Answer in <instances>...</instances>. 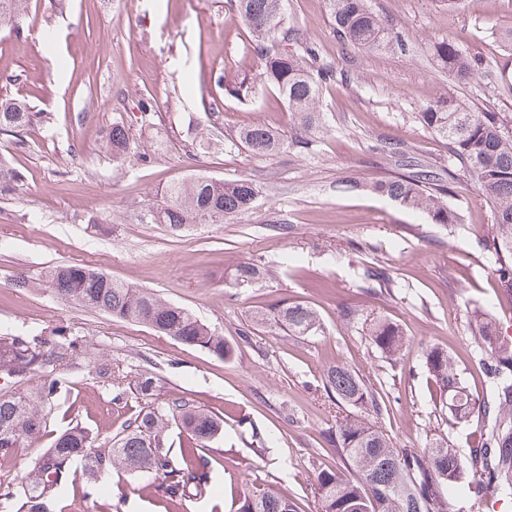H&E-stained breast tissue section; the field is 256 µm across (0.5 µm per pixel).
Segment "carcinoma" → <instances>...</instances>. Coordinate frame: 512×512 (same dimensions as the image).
Wrapping results in <instances>:
<instances>
[{
	"label": "carcinoma",
	"instance_id": "cac0c4a2",
	"mask_svg": "<svg viewBox=\"0 0 512 512\" xmlns=\"http://www.w3.org/2000/svg\"><path fill=\"white\" fill-rule=\"evenodd\" d=\"M26 0H0V25H12ZM336 37L355 47L407 51V42L394 27H386L368 0H329ZM253 50L261 61V79L273 84L292 113L293 130L285 138L255 123L241 127L236 143L254 156H271L285 147L307 150L326 133L321 112L323 86L345 80L320 51L301 40L288 25L286 0H236ZM431 56L448 76L465 79L482 66L481 60L463 51L455 38L433 43ZM35 113L17 104L0 103V131L14 135L33 124ZM419 119L447 145L448 158L472 175L481 196L491 204L495 236L494 274L500 284L512 288V131L498 112H474L454 96H442ZM133 149L130 129L112 123L106 150L114 161H124ZM378 195L400 206L423 212L435 224H456L460 215L444 198L453 187L437 173L421 166L405 175L365 184ZM257 196L246 178L216 179L192 175L168 186L162 200L141 209L143 224H166L178 229L186 224H222L224 218L245 213ZM258 265H238L230 288H249L259 280ZM56 297L113 318L151 325V330L171 340L208 350L220 359L232 355L224 337L217 335L190 309L166 302L155 294L80 264L56 265L40 273ZM343 317L362 321L372 344L396 360L404 347L398 324L380 316L364 315L347 308ZM269 321L289 336H314L321 331L317 313L299 302L282 301L272 306ZM470 326L473 344L490 392L477 399L467 390L448 351L430 348L425 367L434 384L439 404L448 410L452 425L478 420L481 431L470 447L477 470L464 477L457 449L445 438H436L420 451L398 448L386 430L371 421L390 396L347 363L334 362L324 369L326 388L346 414L336 424L332 439L340 463L319 471L314 493L322 512H449L448 499L438 487L448 485L471 505L489 499H512V336L501 331L489 312L475 308ZM85 356L94 360L96 373L112 381L117 397L125 395L127 372L118 361H99L90 347L61 327L25 336L0 335V378L13 376L10 391L0 390V460L13 459L49 433L52 404L66 384L59 374H45L52 364ZM144 406L107 443H99L83 427L70 426L54 436L51 447L39 449L28 480L0 483V509L8 512H55L61 494L81 473L82 497H96L100 479L112 471L131 477L150 478L152 495L181 512L187 503L205 497L210 485L211 461L203 452L221 432L224 420L193 401L170 395L160 399L158 378L143 373L133 383ZM174 422L185 434L180 456L167 442V427ZM237 512H300L296 500L275 489L242 496Z\"/></svg>",
	"mask_w": 512,
	"mask_h": 512
}]
</instances>
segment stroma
Instances as JSON below:
<instances>
[{"instance_id":"obj_1","label":"stroma","mask_w":512,"mask_h":512,"mask_svg":"<svg viewBox=\"0 0 512 512\" xmlns=\"http://www.w3.org/2000/svg\"><path fill=\"white\" fill-rule=\"evenodd\" d=\"M400 28L407 53L367 51L340 43L327 0H288L291 25L304 41L347 72L346 84L322 92L328 132L311 150L292 147L269 157L235 146L237 130L263 123L289 133L293 121L270 86L234 95L255 81L260 63L249 33L221 0H29L17 27L0 26V99L20 100L40 122L22 138L0 132V158L21 174L0 193V334L66 328L102 360H121L130 376L155 373L163 393L178 394L223 419L207 447L214 457L215 496L187 512H235L227 489L277 488L302 512H321L316 472L336 465L331 439L345 410L323 387L324 368L350 364L390 391L379 426L397 447L421 450L446 437L468 458L472 426L449 425L427 386L425 355H452L468 390H488L471 343L469 314L486 308L512 316V290L493 269V216L469 172L448 162V149L419 114L451 94L478 112L512 119V57L496 39L512 26V0H370ZM457 38L491 73L455 81L428 54L433 42ZM124 122L139 153L113 163L102 143ZM398 154L380 152L381 143ZM452 176L448 202L461 220L435 224L365 188L406 173L404 159ZM246 178L257 187L252 208L221 224L174 231L140 223L144 204L190 175ZM354 189H346V182ZM261 262L251 288L227 287L243 262ZM82 264L191 309L234 349L222 360L149 328L60 301L38 279L44 268ZM382 267L394 284L363 293L365 269ZM27 287H19V280ZM281 298L322 318L319 335L289 336L256 325L257 313ZM397 323L406 344L389 361L342 311ZM68 383L51 429L73 422L105 442L140 408L135 393L116 400L110 381L80 357L59 367ZM145 478L114 472L96 500L65 491L61 512H165Z\"/></svg>"}]
</instances>
